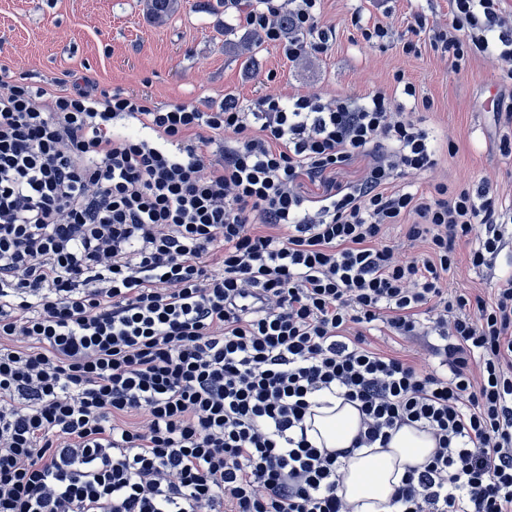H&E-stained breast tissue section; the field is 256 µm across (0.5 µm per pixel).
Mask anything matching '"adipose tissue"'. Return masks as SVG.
Here are the masks:
<instances>
[{
  "label": "adipose tissue",
  "instance_id": "ef3b65f1",
  "mask_svg": "<svg viewBox=\"0 0 512 512\" xmlns=\"http://www.w3.org/2000/svg\"><path fill=\"white\" fill-rule=\"evenodd\" d=\"M325 406L314 418L312 440L330 450L348 447L360 426L358 410L334 394L320 395ZM431 434L404 426L393 432L384 448H364L345 459V478L338 489L355 512H390L388 504L406 467L425 463L433 453Z\"/></svg>",
  "mask_w": 512,
  "mask_h": 512
}]
</instances>
